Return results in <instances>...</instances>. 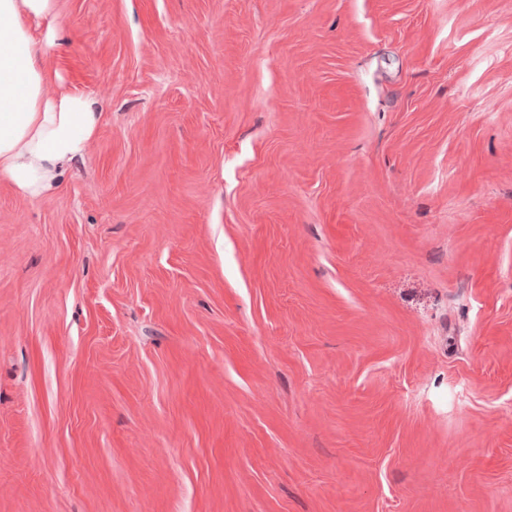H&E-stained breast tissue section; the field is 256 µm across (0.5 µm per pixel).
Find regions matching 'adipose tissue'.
Segmentation results:
<instances>
[{
    "instance_id": "adipose-tissue-1",
    "label": "adipose tissue",
    "mask_w": 512,
    "mask_h": 512,
    "mask_svg": "<svg viewBox=\"0 0 512 512\" xmlns=\"http://www.w3.org/2000/svg\"><path fill=\"white\" fill-rule=\"evenodd\" d=\"M55 18V0H0V177L30 199L54 189L100 122L90 98L45 92L61 46Z\"/></svg>"
}]
</instances>
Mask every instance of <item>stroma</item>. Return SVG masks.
I'll use <instances>...</instances> for the list:
<instances>
[{"label": "stroma", "instance_id": "1", "mask_svg": "<svg viewBox=\"0 0 512 512\" xmlns=\"http://www.w3.org/2000/svg\"><path fill=\"white\" fill-rule=\"evenodd\" d=\"M101 114L0 179V512H512V0H56Z\"/></svg>", "mask_w": 512, "mask_h": 512}]
</instances>
